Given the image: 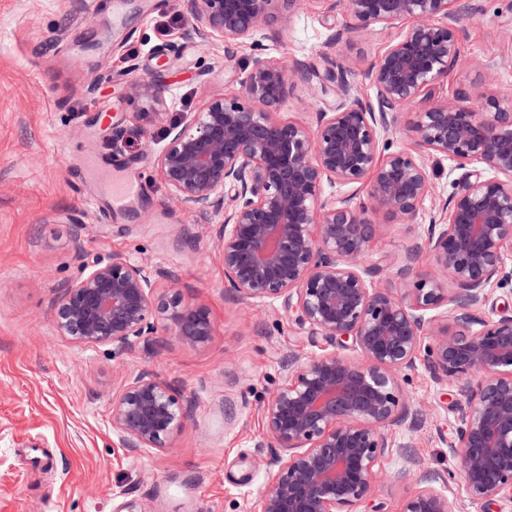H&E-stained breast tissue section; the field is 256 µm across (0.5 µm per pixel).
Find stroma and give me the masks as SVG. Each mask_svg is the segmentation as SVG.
Returning a JSON list of instances; mask_svg holds the SVG:
<instances>
[{
    "mask_svg": "<svg viewBox=\"0 0 512 512\" xmlns=\"http://www.w3.org/2000/svg\"><path fill=\"white\" fill-rule=\"evenodd\" d=\"M459 24L461 60L436 94L488 87L512 96V0H479ZM184 0H0V512H257L267 475L262 406L289 356L312 353L305 329L281 306L257 310L224 288V266L203 218L180 210L158 176L159 127L139 122L148 102L131 95L126 70L178 88L182 109L239 90L234 76L249 48L184 44L172 21ZM344 30L337 55L349 60L361 97L365 71L397 26L354 28L335 15L296 12L266 53L285 67L319 62L330 28ZM333 94L298 85L283 119L314 122ZM120 132L121 150L112 134ZM145 177L134 210H112L114 180ZM120 252L158 283L176 278L186 301L205 307L215 332L195 348L163 332L148 349L116 355L57 336L51 306L81 274V257ZM192 399L188 426L169 449L130 454L112 431V396L140 370ZM409 391L434 406L412 437L424 468L455 462L440 443L447 400L423 373Z\"/></svg>",
    "mask_w": 512,
    "mask_h": 512,
    "instance_id": "35a3bbf8",
    "label": "stroma"
}]
</instances>
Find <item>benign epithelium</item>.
Masks as SVG:
<instances>
[{
    "label": "benign epithelium",
    "instance_id": "7a95c632",
    "mask_svg": "<svg viewBox=\"0 0 512 512\" xmlns=\"http://www.w3.org/2000/svg\"><path fill=\"white\" fill-rule=\"evenodd\" d=\"M339 0H187L179 38L222 43L231 57L253 50L240 91L196 112L170 115L174 89L145 78L130 90L161 106L140 112L163 131L156 168L172 199L211 221L224 287L237 301L279 302L308 330L318 352L288 356V372L262 408L268 484L258 512H357L398 481L381 458L420 464L409 431L428 420L412 399L409 373L423 371L448 403L450 433L440 441L457 463L446 474L421 468L399 512H455L465 499L492 512L512 500V98L434 91L461 55L458 23L477 0H346L359 29H402L365 72L374 100L356 93L354 70L334 57L324 69L294 59L288 68L263 52L278 43L273 25L314 7L329 15ZM318 81L336 104L315 125L278 117L295 84ZM419 106L405 134L415 149L393 148L401 111ZM448 161L450 192L419 224L432 196L425 156ZM384 213L421 231L393 255L369 258ZM218 221H213V218ZM432 271L417 270L420 254ZM405 288L379 287L389 270ZM57 335L79 346L119 352L159 329L192 347L214 324L187 303L175 282L162 286L143 265L114 252L82 264L81 276L53 301ZM192 400L143 370L112 395V430L131 454L163 449L187 425Z\"/></svg>",
    "mask_w": 512,
    "mask_h": 512
}]
</instances>
